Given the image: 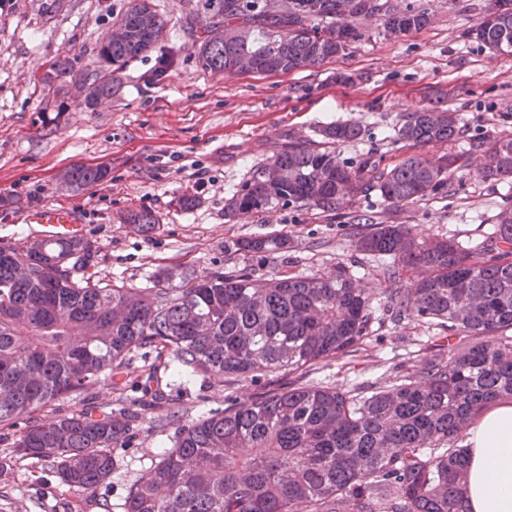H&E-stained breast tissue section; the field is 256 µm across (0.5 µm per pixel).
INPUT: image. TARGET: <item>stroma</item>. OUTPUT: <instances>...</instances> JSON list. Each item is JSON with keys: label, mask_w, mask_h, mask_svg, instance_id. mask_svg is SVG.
Masks as SVG:
<instances>
[{"label": "stroma", "mask_w": 512, "mask_h": 512, "mask_svg": "<svg viewBox=\"0 0 512 512\" xmlns=\"http://www.w3.org/2000/svg\"><path fill=\"white\" fill-rule=\"evenodd\" d=\"M131 0H0V240L16 246L34 239L29 210L67 207L77 212L97 249L98 276L117 285L152 286L159 270L250 272L254 279L285 273L331 275L346 269L370 297V322L359 350L327 359L298 374L240 377L224 382L172 381L158 407L143 411L126 447L114 449L110 478L93 493L63 483L43 460L16 457V424H0V512H123L130 484L174 444L167 415L189 421L294 383L337 387L363 397L415 374L421 363L448 358L467 343L465 331L422 319H393L383 258L356 251L357 230L344 217L299 205L262 216L224 217V202L252 171L288 144L318 140L322 126L348 122L360 137L337 146L351 165L367 154L393 165L413 152L436 159L465 152L470 143L512 135V53H492L466 33L488 0H416L427 8L426 28L401 38L381 20L357 19L361 32L342 54L321 66L287 75H238L196 67L185 39L184 0H153L166 22L163 45L175 64L166 82L146 86L154 55L129 63L122 88L88 109L69 78L52 66L63 59L96 68L97 48ZM439 107L460 118L462 134L420 149L395 141L402 117ZM77 165L103 166L107 177L73 192L60 174ZM447 196L393 208L378 195L358 200L356 212L385 224H408L423 236L451 239L480 253L502 212L512 210V181H483L475 167L450 174ZM192 198L183 207V198ZM155 214L161 228L140 235L126 224L130 210ZM281 234L288 251L246 254L243 237ZM151 356L133 353L123 373L103 376L84 392L44 409L52 417L87 405L114 409L138 397Z\"/></svg>", "instance_id": "obj_1"}]
</instances>
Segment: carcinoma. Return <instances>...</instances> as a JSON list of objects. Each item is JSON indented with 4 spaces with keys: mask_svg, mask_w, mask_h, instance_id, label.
Instances as JSON below:
<instances>
[{
    "mask_svg": "<svg viewBox=\"0 0 512 512\" xmlns=\"http://www.w3.org/2000/svg\"><path fill=\"white\" fill-rule=\"evenodd\" d=\"M116 18L121 30L101 44L112 71L156 51L166 22L150 0H138ZM259 0H186L183 33L197 67L233 73L249 57L288 74L322 65L362 34L349 22L379 16L386 31L425 28L420 5L376 8L375 0H281L265 11ZM486 12L470 34L493 53L502 28L512 34V0ZM173 60L158 57L149 82L162 83ZM76 87L89 90L86 106L114 95L121 79L58 64ZM351 124L331 123L322 140L290 144L258 167L224 204V217L259 216L301 204L338 216L358 197L378 193L392 207L448 193L451 169L478 162L485 181L512 179V137L439 161L417 155L395 165L368 156L357 166L339 162L335 146L358 139ZM461 127L452 112L426 108L395 127L410 146L445 142ZM107 176L75 167L65 176L77 188ZM126 221L143 235L160 229L145 211ZM353 224L369 231L356 250L388 259L393 317L422 318L472 336L512 328V213H503L483 253L475 256L444 239H419L407 224H380L367 214ZM288 249V238H242L236 250ZM97 250L86 238L46 240L22 249L0 242V422L21 421L16 452L51 461L61 481L94 492L114 466L112 449L127 442L137 410L120 416L82 410L52 419L36 414L84 391L102 375L121 370L136 350L154 347L171 356L149 368L150 400L168 372L187 379L224 380L303 371L357 352L370 321L369 300L344 270L334 276L281 275L262 283L249 273L206 275L180 266L149 288H127L95 278ZM410 377L357 398L310 383L269 389L234 400L221 412L175 426L173 447L129 487L124 512H469L463 429L495 400L512 396V337L474 342L448 360L429 358Z\"/></svg>",
    "mask_w": 512,
    "mask_h": 512,
    "instance_id": "cac0c4a2",
    "label": "carcinoma"
}]
</instances>
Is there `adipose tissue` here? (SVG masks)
<instances>
[{"mask_svg":"<svg viewBox=\"0 0 512 512\" xmlns=\"http://www.w3.org/2000/svg\"><path fill=\"white\" fill-rule=\"evenodd\" d=\"M469 512H512V398L485 408L466 432Z\"/></svg>","mask_w":512,"mask_h":512,"instance_id":"1","label":"adipose tissue"}]
</instances>
